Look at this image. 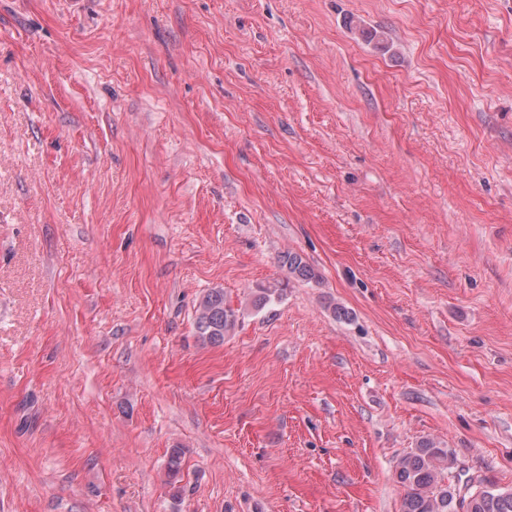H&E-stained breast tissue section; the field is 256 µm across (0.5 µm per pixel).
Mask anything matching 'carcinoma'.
I'll list each match as a JSON object with an SVG mask.
<instances>
[{"label": "carcinoma", "mask_w": 512, "mask_h": 512, "mask_svg": "<svg viewBox=\"0 0 512 512\" xmlns=\"http://www.w3.org/2000/svg\"><path fill=\"white\" fill-rule=\"evenodd\" d=\"M289 277L296 281L316 278L314 268L298 253L288 251L281 256ZM284 288H262L255 299V307L263 308L280 300ZM237 311L224 301V289L211 288L202 297L195 311L194 331L200 341L210 345L224 344V336L235 326ZM184 451L173 448L167 463V483L181 495L184 487L182 467ZM454 458L446 448H439L426 439L420 445L397 460L396 475L406 488L401 512H512V489L483 488L484 479L468 477L459 483H447Z\"/></svg>", "instance_id": "1"}]
</instances>
